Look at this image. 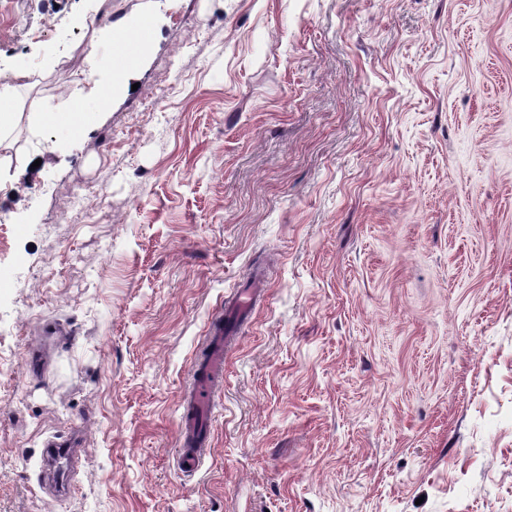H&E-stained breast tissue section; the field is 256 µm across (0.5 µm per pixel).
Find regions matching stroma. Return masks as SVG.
<instances>
[{
    "instance_id": "35a3bbf8",
    "label": "stroma",
    "mask_w": 512,
    "mask_h": 512,
    "mask_svg": "<svg viewBox=\"0 0 512 512\" xmlns=\"http://www.w3.org/2000/svg\"><path fill=\"white\" fill-rule=\"evenodd\" d=\"M1 81L0 512H512V0H0ZM152 21L149 16H143L138 24L119 33L120 59L123 66L114 71L113 79L120 81L126 70L135 67L140 58V49L151 37ZM209 335V342L200 350L191 366L194 395L179 421L178 464L185 473H193L199 469L211 446L210 429L205 422L214 394L223 386L225 339L222 316H218L212 323ZM44 448V463H56L59 459L64 458L68 466L75 454V448H73V441L67 438L63 439L61 437H56L51 440H48L45 443Z\"/></svg>"
}]
</instances>
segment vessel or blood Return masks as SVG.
Returning a JSON list of instances; mask_svg holds the SVG:
<instances>
[{"label":"vessel or blood","instance_id":"vessel-or-blood-1","mask_svg":"<svg viewBox=\"0 0 512 512\" xmlns=\"http://www.w3.org/2000/svg\"><path fill=\"white\" fill-rule=\"evenodd\" d=\"M152 21L142 17L135 27L119 33L120 59L122 66L116 69L113 78L121 80L125 70L135 67L140 58V49L151 37ZM224 321L216 319L210 329V338L202 348L190 369L194 395L188 402L185 416L179 421L180 440L178 464L181 471L196 472L201 466L206 452L211 446L210 429L206 424V414L215 392L223 385L224 373ZM44 459L55 462L61 459L72 460L75 454L73 442L60 437L48 440Z\"/></svg>","mask_w":512,"mask_h":512}]
</instances>
